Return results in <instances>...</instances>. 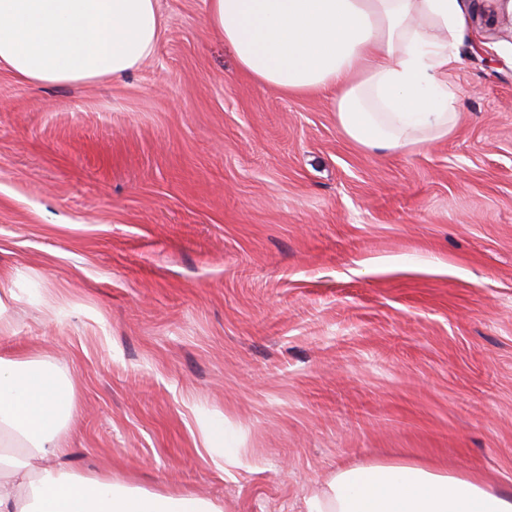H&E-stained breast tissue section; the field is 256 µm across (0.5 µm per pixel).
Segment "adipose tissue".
I'll use <instances>...</instances> for the list:
<instances>
[{
  "mask_svg": "<svg viewBox=\"0 0 512 512\" xmlns=\"http://www.w3.org/2000/svg\"><path fill=\"white\" fill-rule=\"evenodd\" d=\"M205 22L241 72L288 97L332 93L343 135L399 152L448 137V71L465 0H205ZM157 0H0V69L30 86L118 81L154 51ZM75 382L31 358H0V512H223L64 465ZM308 512H512V492L409 461L338 471Z\"/></svg>",
  "mask_w": 512,
  "mask_h": 512,
  "instance_id": "adipose-tissue-1",
  "label": "adipose tissue"
}]
</instances>
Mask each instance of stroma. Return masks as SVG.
Returning a JSON list of instances; mask_svg holds the SVG:
<instances>
[{
  "mask_svg": "<svg viewBox=\"0 0 512 512\" xmlns=\"http://www.w3.org/2000/svg\"><path fill=\"white\" fill-rule=\"evenodd\" d=\"M468 3L457 127L402 152L242 74L203 0L121 81L0 70V356L73 375L69 468L224 512L374 461L512 489V5Z\"/></svg>",
  "mask_w": 512,
  "mask_h": 512,
  "instance_id": "35a3bbf8",
  "label": "stroma"
}]
</instances>
